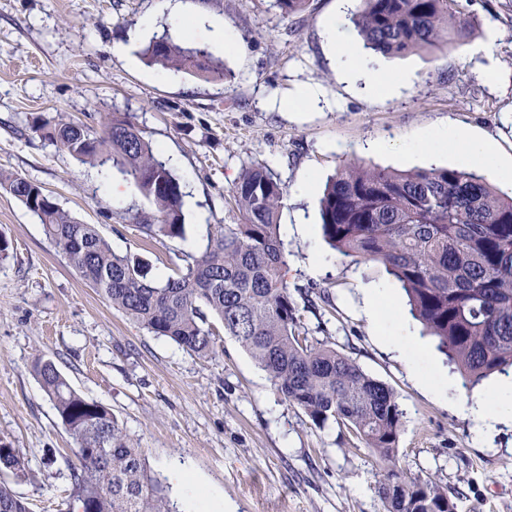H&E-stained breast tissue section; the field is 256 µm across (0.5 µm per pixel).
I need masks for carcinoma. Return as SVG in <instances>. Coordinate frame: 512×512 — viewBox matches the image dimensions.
Listing matches in <instances>:
<instances>
[{"mask_svg":"<svg viewBox=\"0 0 512 512\" xmlns=\"http://www.w3.org/2000/svg\"><path fill=\"white\" fill-rule=\"evenodd\" d=\"M309 0H274L285 16ZM352 22L382 55L442 48L466 38L469 17L458 0H361ZM144 62L205 81L224 80V66L205 50L153 39ZM33 132L103 176L130 178L145 202L123 214L143 240L184 238L185 192L169 162L127 112L99 129L59 114ZM0 188L20 201L69 265L112 307L156 336L203 359L217 355L219 331L234 338L289 404L318 429L335 423L360 438L385 465L378 493L387 512H455L448 489L429 477L406 478L396 457L404 412L393 390L368 375L333 343L308 335L300 307L315 308V288L291 292L280 234L285 184L265 165L251 164L231 190L238 224H218L199 251L183 250L172 273L150 276L149 264L116 253L93 224L55 199L33 206L44 188L0 173ZM325 240L353 263L376 261L405 292L412 315L438 341L472 388L512 369V195L460 168L398 171L348 163L320 200ZM33 371L71 439L67 512H171L164 486L151 476L147 453L111 409L73 389L56 363L37 358ZM24 463L0 445V472ZM0 512H30L0 478Z\"/></svg>","mask_w":512,"mask_h":512,"instance_id":"1","label":"carcinoma"}]
</instances>
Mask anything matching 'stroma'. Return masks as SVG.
<instances>
[{"mask_svg": "<svg viewBox=\"0 0 512 512\" xmlns=\"http://www.w3.org/2000/svg\"><path fill=\"white\" fill-rule=\"evenodd\" d=\"M340 5L310 0L303 14L286 17L273 0H180L196 22L190 29L159 0H0V172L41 184L114 250L141 255L162 278L173 251L203 248L215 225L239 223L230 191L245 166L268 165L288 191V285L325 294L303 321L393 389L404 411L398 469L447 488L456 512H512V418L478 444L457 410L461 399L491 395L502 375L465 389L401 291L385 321L370 320L365 288L392 281L382 265L345 262L329 247L319 207L326 180L353 160L402 171L455 166L451 151L414 147L435 127L493 140L512 160V0H467L472 33L461 44L371 54L394 83L387 96L370 94L363 78H341L325 33ZM148 18L149 34L139 35ZM209 23L231 41L207 40L200 27ZM162 33L207 49L228 77L205 82L146 66L140 53ZM302 88L316 92L317 104L289 110ZM60 112L95 127L112 112L133 115L184 184V238L144 244L123 215L139 200L131 180L101 178L31 132L34 117ZM307 180L312 192H300ZM0 237L10 243L0 262V443L25 464L11 483L31 512H58L67 495L58 466L46 464L67 454L69 438L33 371L41 355L139 440L177 512H195L196 502L170 486L175 463L223 512H385L377 489L384 467L370 449L339 426L314 427L233 338L220 337L218 356L204 360L154 336L74 271L2 190ZM400 322L415 337L395 349L388 336ZM414 367L447 381V398L418 386Z\"/></svg>", "mask_w": 512, "mask_h": 512, "instance_id": "35a3bbf8", "label": "stroma"}]
</instances>
